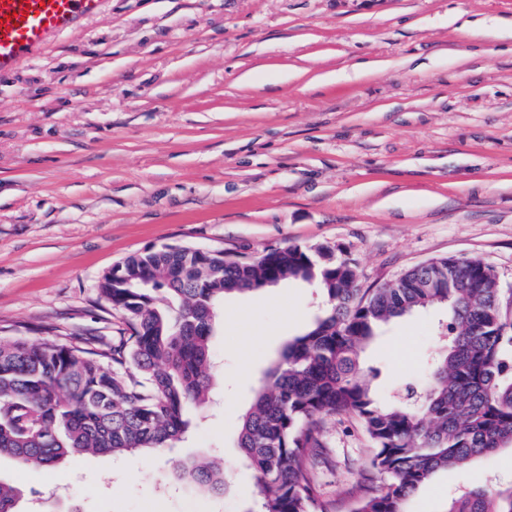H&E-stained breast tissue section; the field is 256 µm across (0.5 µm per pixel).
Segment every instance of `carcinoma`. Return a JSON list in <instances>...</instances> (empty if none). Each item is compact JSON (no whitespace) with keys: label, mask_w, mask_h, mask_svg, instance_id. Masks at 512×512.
Returning a JSON list of instances; mask_svg holds the SVG:
<instances>
[{"label":"carcinoma","mask_w":512,"mask_h":512,"mask_svg":"<svg viewBox=\"0 0 512 512\" xmlns=\"http://www.w3.org/2000/svg\"><path fill=\"white\" fill-rule=\"evenodd\" d=\"M294 280L321 290L323 318L289 340L241 417L237 448L253 477L248 512H330L311 461L336 415L356 417L374 453L376 489L354 512H404L438 472L512 450V291L480 259H434L378 287L358 286L357 261L330 244L274 246L224 260L165 245L104 277L100 298L130 330L112 353L49 341L0 344V455L48 471L75 453L171 448L204 409L215 377L210 337L224 298ZM440 308V344L420 387L379 398L362 353L394 318ZM177 480L210 496L228 488L217 458L181 462ZM19 487L0 479V512ZM447 512H512V484L480 479Z\"/></svg>","instance_id":"carcinoma-1"}]
</instances>
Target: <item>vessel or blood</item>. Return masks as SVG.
Listing matches in <instances>:
<instances>
[{
  "label": "vessel or blood",
  "mask_w": 512,
  "mask_h": 512,
  "mask_svg": "<svg viewBox=\"0 0 512 512\" xmlns=\"http://www.w3.org/2000/svg\"><path fill=\"white\" fill-rule=\"evenodd\" d=\"M104 0H0V74L14 71L55 37L102 13Z\"/></svg>",
  "instance_id": "b4317fda"
}]
</instances>
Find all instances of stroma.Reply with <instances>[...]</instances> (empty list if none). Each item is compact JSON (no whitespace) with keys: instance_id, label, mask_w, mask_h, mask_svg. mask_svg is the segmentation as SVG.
<instances>
[{"instance_id":"stroma-1","label":"stroma","mask_w":512,"mask_h":512,"mask_svg":"<svg viewBox=\"0 0 512 512\" xmlns=\"http://www.w3.org/2000/svg\"><path fill=\"white\" fill-rule=\"evenodd\" d=\"M331 244L374 288L443 257L512 285V0H107L101 15L0 76V341L109 349L113 265L164 244L256 257ZM290 281L224 301L208 413L175 448L75 454L51 475L0 456L19 512H247L239 418L283 345L320 314ZM440 312L392 320L363 356L389 394L419 382ZM252 347L243 361L244 347ZM316 472L335 512L375 484L372 442L329 419ZM218 456L220 499L174 488ZM512 451L437 474L407 512H447Z\"/></svg>"}]
</instances>
